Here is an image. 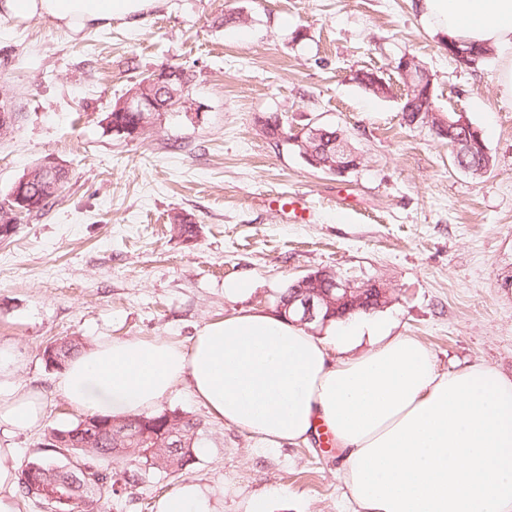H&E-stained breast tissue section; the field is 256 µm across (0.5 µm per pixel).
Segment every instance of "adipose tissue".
I'll return each instance as SVG.
<instances>
[{
	"label": "adipose tissue",
	"instance_id": "adipose-tissue-1",
	"mask_svg": "<svg viewBox=\"0 0 512 512\" xmlns=\"http://www.w3.org/2000/svg\"><path fill=\"white\" fill-rule=\"evenodd\" d=\"M155 0H0V17L79 31L138 21ZM437 34L495 49L512 96V0H415ZM319 337L246 312L205 326L189 349L112 340L72 358L59 387L76 408L116 418L157 407L180 384L260 444L332 431L355 512H512V380L480 366L442 373L391 322L353 317ZM0 350V426L41 425L36 393L15 386Z\"/></svg>",
	"mask_w": 512,
	"mask_h": 512
}]
</instances>
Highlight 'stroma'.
<instances>
[{
    "label": "stroma",
    "instance_id": "stroma-1",
    "mask_svg": "<svg viewBox=\"0 0 512 512\" xmlns=\"http://www.w3.org/2000/svg\"><path fill=\"white\" fill-rule=\"evenodd\" d=\"M231 12L247 22L222 24ZM404 55L429 72L439 116L465 113L481 132L486 174L457 168L431 123H404L406 89L391 68ZM168 65L192 75L195 111L155 114L137 140L107 129L134 80ZM498 66L494 53L459 65L413 0H157L138 23L77 33L0 18V93L21 114L0 131V202L36 165L70 175L52 205L0 238V347L46 412L33 431H0V447L27 461L44 454L50 429L85 416L43 359L47 343L161 339L186 350L225 317L274 313L289 283L321 268L386 280L379 317L440 372L481 365L511 379L512 98ZM366 71L388 95L358 83ZM274 112L294 129L342 130L362 165L343 177L311 168L264 133ZM283 194L306 198V222L285 220ZM177 214L194 237L171 230ZM236 280L250 292L225 296ZM163 406L200 420L193 464L128 488L107 512H157L187 480L210 512H247L262 496L271 512H351L337 448L260 447L185 385Z\"/></svg>",
    "mask_w": 512,
    "mask_h": 512
}]
</instances>
